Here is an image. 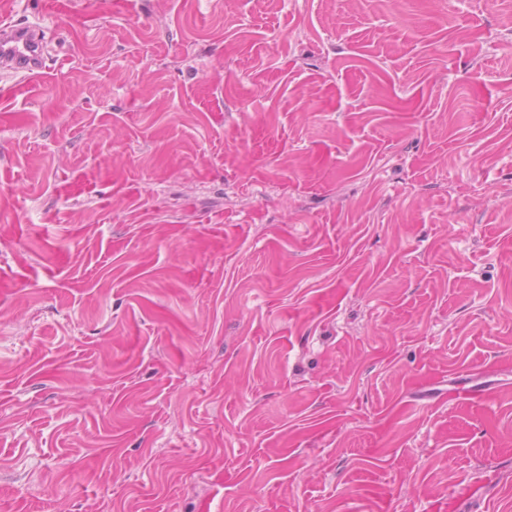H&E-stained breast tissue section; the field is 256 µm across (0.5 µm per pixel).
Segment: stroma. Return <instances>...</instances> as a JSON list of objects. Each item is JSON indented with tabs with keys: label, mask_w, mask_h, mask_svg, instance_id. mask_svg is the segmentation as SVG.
Returning <instances> with one entry per match:
<instances>
[{
	"label": "stroma",
	"mask_w": 512,
	"mask_h": 512,
	"mask_svg": "<svg viewBox=\"0 0 512 512\" xmlns=\"http://www.w3.org/2000/svg\"><path fill=\"white\" fill-rule=\"evenodd\" d=\"M4 20L0 512H512V0ZM0 65L15 73L37 74L43 69L44 42L34 26L1 25Z\"/></svg>",
	"instance_id": "stroma-1"
}]
</instances>
